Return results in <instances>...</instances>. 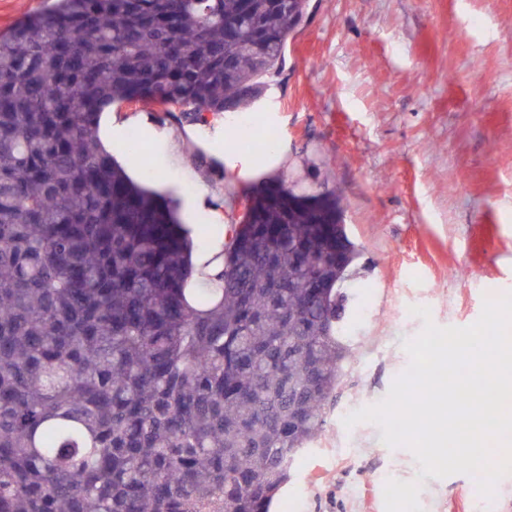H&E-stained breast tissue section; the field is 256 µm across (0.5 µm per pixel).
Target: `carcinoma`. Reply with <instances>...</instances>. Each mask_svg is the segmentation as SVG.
<instances>
[{
	"mask_svg": "<svg viewBox=\"0 0 512 512\" xmlns=\"http://www.w3.org/2000/svg\"><path fill=\"white\" fill-rule=\"evenodd\" d=\"M306 0H53L0 35V512H268L350 357L334 190L250 186L196 279L102 112H247ZM247 127L227 133L248 150Z\"/></svg>",
	"mask_w": 512,
	"mask_h": 512,
	"instance_id": "cac0c4a2",
	"label": "carcinoma"
}]
</instances>
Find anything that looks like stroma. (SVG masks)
Returning a JSON list of instances; mask_svg holds the SVG:
<instances>
[{"mask_svg": "<svg viewBox=\"0 0 512 512\" xmlns=\"http://www.w3.org/2000/svg\"><path fill=\"white\" fill-rule=\"evenodd\" d=\"M251 114L279 155L228 149L240 119L198 122L139 102L112 111L124 160L140 132L194 246L240 215L250 183L282 174L338 190L359 256L345 365L326 424L297 458L270 512H385L387 480L422 479V512H512V474L494 499L470 476L424 477L412 451L343 419L403 374L425 306L440 327L475 323L512 293V0H309L282 67Z\"/></svg>", "mask_w": 512, "mask_h": 512, "instance_id": "35a3bbf8", "label": "stroma"}]
</instances>
